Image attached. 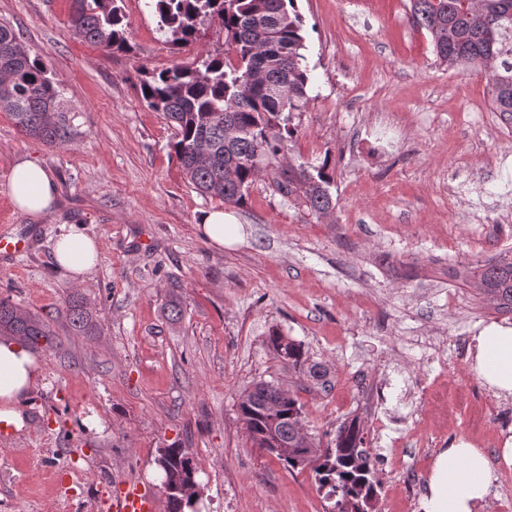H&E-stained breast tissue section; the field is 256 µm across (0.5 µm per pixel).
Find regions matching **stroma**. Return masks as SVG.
Segmentation results:
<instances>
[{
	"label": "stroma",
	"mask_w": 512,
	"mask_h": 512,
	"mask_svg": "<svg viewBox=\"0 0 512 512\" xmlns=\"http://www.w3.org/2000/svg\"><path fill=\"white\" fill-rule=\"evenodd\" d=\"M132 52L76 37L71 0H0V22L65 89L79 133L63 147L20 134L0 112V233L26 251L0 255V297L48 320L38 348L46 387L22 405L28 427L0 439V512H101L114 481L160 492V449L188 448L200 512H324L308 471H288L252 446L238 403L252 382L292 385L309 432L328 443L360 417L381 498L428 483L437 453L463 436L425 418L421 385L481 388L458 337L506 317L448 270L512 247V136L479 71L437 62L409 0H298L305 22L309 100L294 155L336 169V208L315 219L252 186L246 207L200 196L170 143L174 129L139 97V66L162 70L199 53H226L217 23L173 46L144 0H124ZM397 150L368 156V133ZM38 160L58 193L34 218L13 203V169ZM224 209L242 239L221 250L197 226ZM98 238L84 283L96 323L72 335L63 300L73 284L53 259L69 229ZM178 290L184 315L167 318ZM301 341L329 370V388L298 383L266 345L271 329ZM97 413L102 434L80 420ZM402 449L404 462L390 457ZM63 482H55V474Z\"/></svg>",
	"instance_id": "35a3bbf8"
}]
</instances>
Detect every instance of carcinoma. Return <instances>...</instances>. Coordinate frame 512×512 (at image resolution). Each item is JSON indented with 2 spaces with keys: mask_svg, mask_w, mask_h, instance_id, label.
<instances>
[{
  "mask_svg": "<svg viewBox=\"0 0 512 512\" xmlns=\"http://www.w3.org/2000/svg\"><path fill=\"white\" fill-rule=\"evenodd\" d=\"M159 29L174 44L196 39L199 27L219 21L233 53L226 59L200 54L191 65L164 70L137 68L138 88L146 106L173 126L172 143L192 188L203 197L244 207L252 184L266 172L272 190L296 201L319 219L336 207L334 170L328 161L284 163L285 151L298 134L296 113L305 107L309 70L303 65L306 32L296 0H146ZM411 20L427 31L436 57L454 67L476 65L488 75L496 112L512 116V0H409ZM123 0H72L70 24L78 37L107 50L129 52ZM256 76L255 83L245 75ZM0 112L17 129L48 146L70 144L77 135L74 117L64 103V88L48 66L33 57L7 23H0ZM449 276L512 314V251L496 260L452 269ZM64 304L75 336H91L92 314L82 291L74 288ZM0 336H15L28 345H52L49 323L0 298ZM268 347L298 373L299 381L325 387L328 369L308 356L303 344L274 329ZM253 445L269 438L285 447L282 454L263 448L291 471L305 455L328 512H358L376 501L380 482L365 448L364 428L353 419L342 423L331 444L315 438L302 447L295 442L303 423L302 406L289 389L265 380L253 382L238 405ZM158 465L167 512L194 508L199 495L191 453L166 448Z\"/></svg>",
  "mask_w": 512,
  "mask_h": 512,
  "instance_id": "obj_1",
  "label": "carcinoma"
}]
</instances>
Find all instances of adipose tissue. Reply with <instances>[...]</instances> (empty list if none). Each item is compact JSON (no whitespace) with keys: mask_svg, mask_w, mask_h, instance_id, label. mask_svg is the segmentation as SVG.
I'll return each instance as SVG.
<instances>
[{"mask_svg":"<svg viewBox=\"0 0 512 512\" xmlns=\"http://www.w3.org/2000/svg\"><path fill=\"white\" fill-rule=\"evenodd\" d=\"M16 205L32 216L42 215L57 196L52 174L32 160L18 163L11 178ZM100 242L77 228L60 236L54 247L59 269L77 282L92 272ZM471 371L495 388L500 396H512V326L492 323L471 338ZM43 364L24 342L0 337V433L20 432L25 426L22 402L45 386ZM496 480L486 456L466 438H458L436 457L421 501L422 512H488L491 487Z\"/></svg>","mask_w":512,"mask_h":512,"instance_id":"obj_1","label":"adipose tissue"}]
</instances>
